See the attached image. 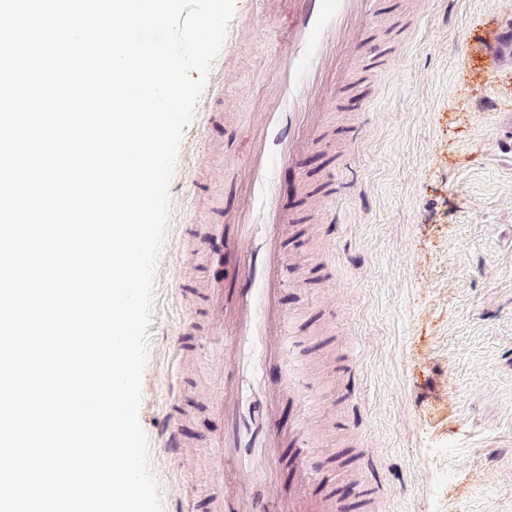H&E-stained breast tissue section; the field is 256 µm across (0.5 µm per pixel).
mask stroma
I'll return each mask as SVG.
<instances>
[{
    "label": "stroma",
    "mask_w": 512,
    "mask_h": 512,
    "mask_svg": "<svg viewBox=\"0 0 512 512\" xmlns=\"http://www.w3.org/2000/svg\"><path fill=\"white\" fill-rule=\"evenodd\" d=\"M290 10L275 0L272 23L257 20L237 44L233 70L212 62L207 80L223 81L224 99L199 98L216 117L205 129L192 121L178 150L139 409L163 512L206 493L216 425L196 410L176 348L188 326L179 282L196 274L184 221L205 209L191 180L219 149H246L273 76L257 60L285 41ZM385 15L372 43L399 42L389 72L361 110L330 115L358 126L359 139L325 140L302 161L311 178L335 173L340 194L335 223L315 212L284 269L282 301L302 313L313 366L302 372V407L284 402L282 421L306 415L315 455L363 449L364 468L323 479L348 492L379 483L376 512H512V158L500 161L492 140L493 114L512 110V57L492 69L484 54L512 0H389ZM323 266L331 279L314 287ZM342 360L357 397L348 406L336 399ZM177 392L194 462L187 483L176 478L183 459L155 445ZM343 416L354 431L337 429Z\"/></svg>",
    "instance_id": "35a3bbf8"
}]
</instances>
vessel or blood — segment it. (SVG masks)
Instances as JSON below:
<instances>
[{"label": "vessel or blood", "mask_w": 512, "mask_h": 512, "mask_svg": "<svg viewBox=\"0 0 512 512\" xmlns=\"http://www.w3.org/2000/svg\"><path fill=\"white\" fill-rule=\"evenodd\" d=\"M225 39L233 49L245 27L259 17L261 0H237ZM381 0H295L288 42L275 48V72L267 85L262 112L251 121L252 146L246 156L224 151L220 180H194L211 203V221L190 235L187 247L209 264L212 275L180 282L183 300L203 319L218 349L211 391L199 405L219 420L210 446V494L193 498L183 512H309L308 489L324 470L355 467L350 451L310 463L307 421L298 418L283 430L279 407L292 396L287 358L297 347L289 336L291 313L282 303V269L298 246L299 225L312 205L330 209L339 192L335 179L312 182L299 173L302 156L319 145L328 113L349 98L358 78L376 81L391 65L394 51L365 53L366 36L381 16ZM491 61L512 55V23L499 24L488 45ZM493 138L500 153L512 152V114L496 117ZM297 171L298 204L281 202L280 172ZM243 189L246 202L228 210L225 189ZM289 469L298 487L295 497L280 499L271 487L280 469ZM376 488L361 485L343 495L336 486L324 491L329 512H374Z\"/></svg>", "instance_id": "b4317fda"}]
</instances>
